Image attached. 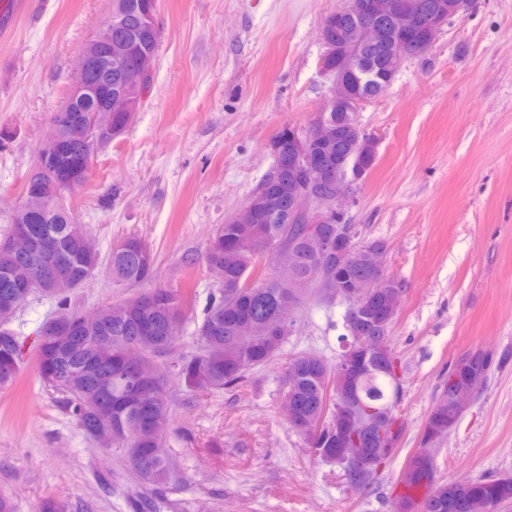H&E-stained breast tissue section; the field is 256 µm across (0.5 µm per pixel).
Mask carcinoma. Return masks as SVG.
Listing matches in <instances>:
<instances>
[{
    "mask_svg": "<svg viewBox=\"0 0 512 512\" xmlns=\"http://www.w3.org/2000/svg\"><path fill=\"white\" fill-rule=\"evenodd\" d=\"M119 2L121 13L112 21V39L134 40L140 52L156 54L160 30L146 21L149 0ZM361 22L360 17L341 14L326 28V39L341 54L349 34ZM394 40L418 44L425 41V36L418 31L400 35L387 31L383 43L363 50L375 72L386 75L392 71L394 52L390 45ZM334 117L340 136L333 150L329 152L316 142L311 149L335 163L373 167V144L348 129L350 113L344 110V103H339ZM277 136L279 162L262 184L265 203L254 221L223 224L206 245L205 262L224 267V284L210 293L198 328L197 348L192 352L174 353L177 337L169 332L170 321L176 316L186 317L189 311L188 295L180 289L146 288L134 298L87 314L67 309V297L52 291V281L61 278L77 288L84 287L100 269L99 251L74 232L75 217L65 196L22 203L13 215L10 234L21 232L23 238L17 249L0 251V387L10 384L20 369L22 345L9 324L22 307L14 277L27 271L40 283L36 293L57 299L59 312L54 319L68 318L79 328L77 341L40 333L37 365L44 386L63 395L77 426L87 435H94L98 428L111 430L112 446L125 453L143 482L158 484L167 480L164 428L171 419V383L175 381L181 389L192 392L199 388L222 390L240 382L249 370L269 364L281 353L291 332L278 325L280 301L289 296L300 302L306 292L302 284L307 276L324 271V289L328 291L338 281L350 288L371 274L361 246L353 242L338 246L349 254L347 262L339 263L336 255L325 252L323 240L332 233L333 225L321 224L310 233L307 225L288 222V215L297 206L288 128ZM63 149L70 159L87 162L89 146L74 137L71 130H63ZM273 241L286 245L290 251L300 287L290 288L273 274L259 273L261 261L272 262L265 247ZM107 266L110 279L120 286H143L154 277L150 250L132 237L125 239L123 246L112 248ZM393 292L392 288L374 289L369 294L370 310L361 313L359 319L345 321L347 336H364V345L357 352V358L368 366L363 376L345 375L315 354L292 359L284 376L293 383L299 412L289 417V422L303 433L308 427L316 431L311 448L317 457L326 461L347 448H356L364 455V468L371 473L347 476L356 488L373 480L377 453L371 449L382 447L381 438L372 429L357 426L356 401L388 410L391 423L397 424V433L388 438L390 448H396L403 435V425L395 414L397 400L393 398L392 379L386 375L395 358L388 338H380ZM132 343L142 347L145 363L159 380L155 398L158 426L129 439L125 432L133 429L137 408V400L129 391L135 371L126 367L123 357ZM493 365L494 356L481 351L476 358L449 370L448 386L440 391L421 440L438 442L448 436L460 419L452 406L453 394L480 389L476 385L478 371L489 373ZM330 386L348 403L347 414L332 415ZM399 483L406 492L396 499L397 512H449L450 505L462 496L473 497L480 507L487 498L500 504L512 502V476L440 483L433 461L421 453L410 458Z\"/></svg>",
    "mask_w": 512,
    "mask_h": 512,
    "instance_id": "1",
    "label": "carcinoma"
}]
</instances>
